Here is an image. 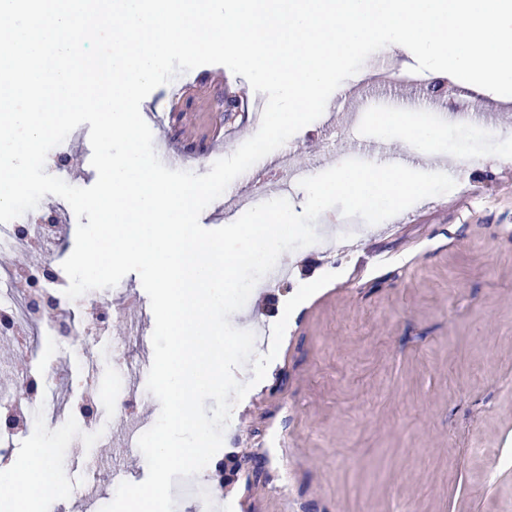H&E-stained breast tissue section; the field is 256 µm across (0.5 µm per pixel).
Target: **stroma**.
<instances>
[{
  "instance_id": "35a3bbf8",
  "label": "stroma",
  "mask_w": 512,
  "mask_h": 512,
  "mask_svg": "<svg viewBox=\"0 0 512 512\" xmlns=\"http://www.w3.org/2000/svg\"><path fill=\"white\" fill-rule=\"evenodd\" d=\"M378 64L409 69L416 60L408 50L371 55L343 83L354 89L352 100L332 94V109L272 152V165L313 176L366 159L380 141L387 152L403 153L411 169L444 172L463 148L480 156L464 176L469 191L422 199L330 248L283 253L277 264L292 279L256 284L231 323L268 337L278 305L304 280L335 276L290 317L264 380L235 405L218 453L226 482L201 481L206 512H512V96L450 75L398 87L402 97L433 94L421 118L446 139L429 151L380 123L378 104L353 125L351 108L365 102ZM150 98L167 101L148 115L154 144L200 175L258 131L256 107L267 102L222 65L180 74ZM451 99L489 115L492 134L446 126ZM120 348L128 361L118 375L112 356ZM152 361L151 341L128 335L119 315L89 340L48 331L24 344L0 339V398L18 391L23 372L51 369L54 399L64 408L58 415L26 411L23 432L0 455V479L67 431L60 476L73 490L67 510L100 512L116 487L94 482L86 464L111 430L112 412L87 426L65 408L88 388L108 394L127 387L131 375L147 379ZM274 430L287 440L281 459L293 496L286 505L267 494L275 471L266 443ZM253 453L257 461L234 470V457Z\"/></svg>"
}]
</instances>
